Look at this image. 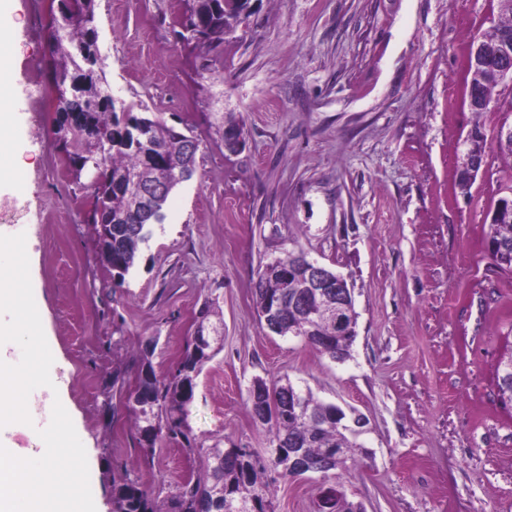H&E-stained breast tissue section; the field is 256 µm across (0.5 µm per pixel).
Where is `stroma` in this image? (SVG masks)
Wrapping results in <instances>:
<instances>
[{
  "label": "stroma",
  "instance_id": "stroma-1",
  "mask_svg": "<svg viewBox=\"0 0 512 512\" xmlns=\"http://www.w3.org/2000/svg\"><path fill=\"white\" fill-rule=\"evenodd\" d=\"M237 39L200 78L174 22L184 0H98L95 26L115 99L206 132L233 114L245 147L205 142L193 178L140 248L123 287L101 265L87 222L88 180L68 172L51 133L56 93L47 0H0L13 25L20 186L0 196V226L25 233L50 351L70 367L66 407L91 449L103 512L127 474L169 495L202 465L169 441L138 446L124 395L148 340L167 372L209 296L220 350L198 379L188 418L198 441L265 455L250 412L255 379L286 378L366 425L341 476L365 512H512V412L495 371L512 349V273L484 246L491 205L512 187L497 146L469 194L456 161L476 115L464 102L462 52L497 23L494 0H255ZM299 245L342 274L358 314L335 360L261 323L259 267ZM322 479L274 476L276 512H315Z\"/></svg>",
  "mask_w": 512,
  "mask_h": 512
}]
</instances>
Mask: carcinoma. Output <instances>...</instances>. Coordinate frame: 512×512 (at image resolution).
Segmentation results:
<instances>
[{
	"mask_svg": "<svg viewBox=\"0 0 512 512\" xmlns=\"http://www.w3.org/2000/svg\"><path fill=\"white\" fill-rule=\"evenodd\" d=\"M249 0H187L185 11L193 18V30L181 34L188 46L205 51L197 69L200 77L211 72L208 53H221L224 45L236 39V31L247 17ZM96 0H61L59 15L52 25L57 33L48 35V51L54 63L58 90H68L70 81H78L77 92L70 96L68 108L57 113L53 129L59 149L71 162L91 155L100 172L93 188L96 208L88 218L93 225L95 244L101 264L112 274L114 287L121 288L136 268L140 245L153 233V226L163 223L164 207L172 193L190 180L196 171L197 155H187L191 142L201 144L194 129L185 126L180 132L155 113L145 115L135 106L121 104L123 115L109 101L110 88L101 67L98 33L95 27ZM500 23L478 41L494 48L501 37L512 34V4L497 0ZM480 89L491 100L498 87L494 75L478 63L465 70L464 84ZM239 123L224 120V113L211 112L208 133L216 143H224V129ZM474 139L460 158L457 188L468 193L475 176L485 163L488 135L485 126L476 124ZM486 239L488 252L498 269L512 272V196L497 200L491 215ZM307 262L303 249L293 247L257 271L256 308L269 331L280 336H302L304 341L333 359L348 356L355 338L357 315L354 305L347 309L351 328L336 336L329 316L331 300L296 296L306 287L305 278L295 274L283 279L280 272ZM218 301L205 298L196 317V330L217 327ZM217 348L208 344L200 352L189 343L176 366L166 375H158L145 349L140 356L135 393L124 403L125 411L135 423L138 443L144 451L153 450L166 439L183 450L203 454V469L189 475L175 493L164 499L144 483L131 478L112 480V512H274L270 486L264 480L267 471L296 477L301 472L288 468V451L296 449L312 463H325L323 477L340 479L334 471L349 469L352 455L338 460L325 449L342 443L354 448L336 426V405L317 400L309 390L302 391L290 381L267 384L257 380L249 392L255 420L262 419L264 408L278 400L284 411L269 428L272 448L261 460L246 448L221 447V442L206 448L195 442L188 429L190 403L197 379L205 365L216 355ZM297 396L306 412L287 408V396Z\"/></svg>",
	"mask_w": 512,
	"mask_h": 512,
	"instance_id": "obj_1",
	"label": "carcinoma"
}]
</instances>
